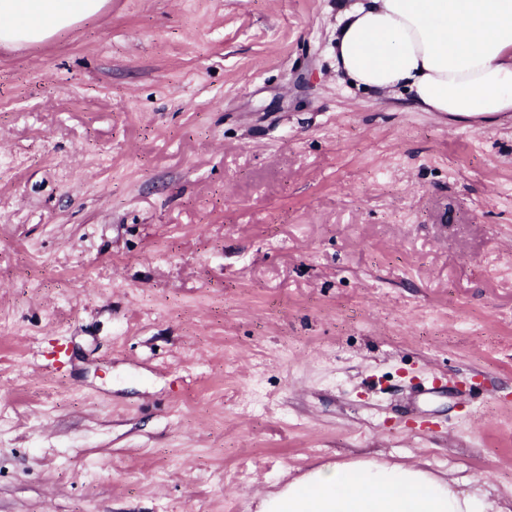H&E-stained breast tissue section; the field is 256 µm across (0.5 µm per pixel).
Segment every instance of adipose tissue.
I'll use <instances>...</instances> for the list:
<instances>
[{
	"instance_id": "obj_1",
	"label": "adipose tissue",
	"mask_w": 512,
	"mask_h": 512,
	"mask_svg": "<svg viewBox=\"0 0 512 512\" xmlns=\"http://www.w3.org/2000/svg\"><path fill=\"white\" fill-rule=\"evenodd\" d=\"M103 0H0V42L43 41ZM341 81L404 89L413 108L453 116L512 112V0H353L332 48ZM257 512H512L416 466L326 465L288 480Z\"/></svg>"
}]
</instances>
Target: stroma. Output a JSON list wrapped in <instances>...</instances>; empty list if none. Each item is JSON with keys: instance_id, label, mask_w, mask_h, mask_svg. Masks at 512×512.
I'll use <instances>...</instances> for the list:
<instances>
[{"instance_id": "1", "label": "stroma", "mask_w": 512, "mask_h": 512, "mask_svg": "<svg viewBox=\"0 0 512 512\" xmlns=\"http://www.w3.org/2000/svg\"><path fill=\"white\" fill-rule=\"evenodd\" d=\"M343 4L0 43V512H255L366 459L512 498V117L341 83Z\"/></svg>"}]
</instances>
